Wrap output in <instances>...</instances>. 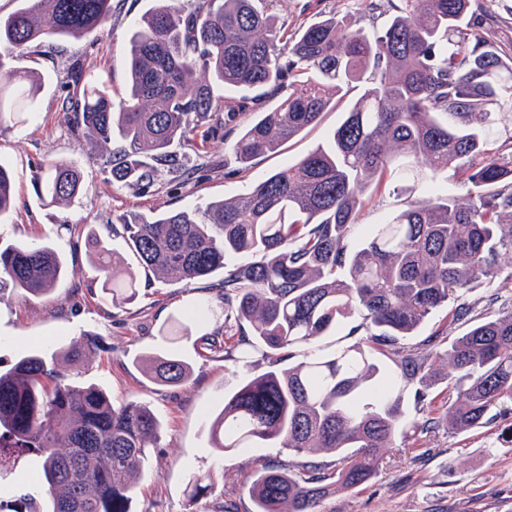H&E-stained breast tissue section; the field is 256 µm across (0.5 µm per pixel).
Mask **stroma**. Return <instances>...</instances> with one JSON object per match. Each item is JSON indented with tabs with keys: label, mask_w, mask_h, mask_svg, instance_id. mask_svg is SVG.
<instances>
[{
	"label": "stroma",
	"mask_w": 512,
	"mask_h": 512,
	"mask_svg": "<svg viewBox=\"0 0 512 512\" xmlns=\"http://www.w3.org/2000/svg\"><path fill=\"white\" fill-rule=\"evenodd\" d=\"M108 25L79 39H65L23 59V66L47 76L35 112L19 127H0V163L10 167L15 208L0 219V242L45 240L66 258L69 275L53 292L26 296L0 291V369L37 347L54 348L83 334L95 336L99 349L81 370V380L107 391L114 403H148L162 423L160 445L148 455L147 471L132 503V512H253L243 484L261 464L286 463L287 449L270 445L252 448L231 458L221 457L208 437V421L218 409L225 389L270 370L265 357L253 355L235 373L224 370V356L204 349L200 337L221 333L231 338L223 314L190 321L176 347L191 365L190 380L179 387L157 386L147 380L135 359L169 346L161 328L175 316L187 315L194 304L218 305L216 292L190 290L155 278H142L136 300L113 306L102 291V279L91 263L92 236L107 240L123 253L122 237L110 227L120 214L192 209L214 199H228L265 179L273 170L295 162L324 144L343 119L341 109L322 114L319 123L286 143L275 155L261 156L244 169L230 162L228 144L239 131L199 128L194 142L181 150L184 178L161 179L152 186L118 183L104 164L106 151L89 137L74 133L64 110L67 73L80 63L106 74L113 91H123L128 38L153 0H114ZM276 24L291 33L299 27L337 13L361 25L382 26V19L364 17L357 0H286L271 9ZM472 21L503 53L512 52V0H475ZM50 160L78 162L82 193L66 205L37 199L34 182ZM465 188L459 175L436 176L424 185L384 183L374 191L358 217L361 226L378 224L425 193L459 195ZM467 329L451 322L447 310L429 316L408 348L435 340L447 349ZM212 473L214 492L189 499L190 475ZM322 512H512V413L501 411L484 426L463 433L439 427L433 433L396 438L385 449L375 477L356 490H340L322 505Z\"/></svg>",
	"instance_id": "stroma-1"
}]
</instances>
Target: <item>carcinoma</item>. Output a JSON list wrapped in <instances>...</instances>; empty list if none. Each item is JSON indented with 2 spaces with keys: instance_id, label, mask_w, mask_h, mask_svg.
Segmentation results:
<instances>
[{
  "instance_id": "obj_1",
  "label": "carcinoma",
  "mask_w": 512,
  "mask_h": 512,
  "mask_svg": "<svg viewBox=\"0 0 512 512\" xmlns=\"http://www.w3.org/2000/svg\"><path fill=\"white\" fill-rule=\"evenodd\" d=\"M268 2L155 0L130 37L125 94L112 98L106 80L91 83L75 66L68 111L75 132L105 147L119 142L106 159L113 180L150 184L182 176L171 146L192 141L217 112L253 115L231 146L245 168L363 85L326 144L247 192L118 218L127 248L158 279L189 288L221 278L224 319L239 328L224 362L259 352L276 366L224 392L209 420L211 446L224 456L267 443L295 456L290 468L263 464L248 477L254 512H321L336 490L368 483L397 436L441 423L466 432L512 400V308L473 320L444 356L430 345L400 346L435 310L449 308L454 322L470 317L468 294L512 266V144L496 146L512 129V56L471 25L472 0H361L364 14L388 15L382 28L332 14L292 37L274 25ZM112 11V0H19L0 15V125L35 111L45 85L17 60L103 28ZM449 170L465 176V194L410 200L349 248L369 189L387 177L425 183ZM81 187L77 164L51 160L36 195L59 204ZM14 204L11 171L0 163V217ZM94 263L113 304L136 298L137 274L107 241L97 242ZM66 275L48 242L0 245V289L39 297ZM353 317L356 340L292 361ZM95 347L83 336L0 371V473L38 458L49 512H132L148 449L159 444L161 422L147 404L116 405L76 379ZM383 349L396 357L384 379L372 354ZM63 361L75 370L69 380ZM139 364L158 384L190 376L175 349ZM441 376L455 397L437 420L406 422L402 384L420 379L423 401ZM318 454L336 457L331 473ZM187 488L193 500L211 494L212 475L192 476Z\"/></svg>"
}]
</instances>
